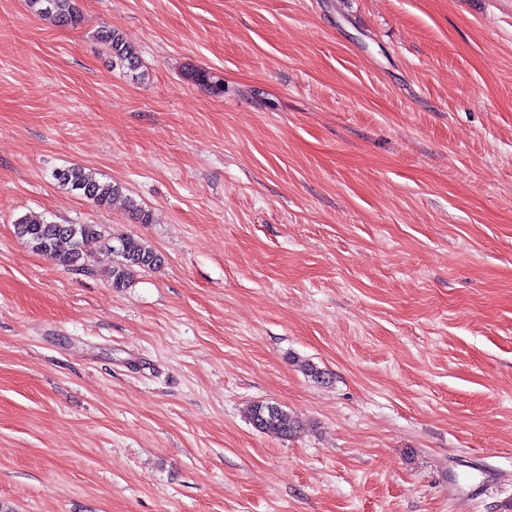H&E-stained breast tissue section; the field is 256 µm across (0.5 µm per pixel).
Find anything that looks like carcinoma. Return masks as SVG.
Listing matches in <instances>:
<instances>
[{"instance_id": "1", "label": "carcinoma", "mask_w": 512, "mask_h": 512, "mask_svg": "<svg viewBox=\"0 0 512 512\" xmlns=\"http://www.w3.org/2000/svg\"><path fill=\"white\" fill-rule=\"evenodd\" d=\"M27 3L33 15L50 19L59 26H73L79 21L75 0H27ZM97 40L110 53L112 67L138 74L142 67L139 53L119 31L105 28L98 33ZM54 177L60 185L100 207L107 208L123 197L138 223H151L149 212L133 199L124 197L121 184L102 180L88 168L74 165L57 170ZM14 233L32 251L47 257L60 269L79 271L89 268V260L84 253L85 243L105 237L106 230L99 224H53L42 215L30 213L16 220ZM112 252L121 257L109 273L112 287L116 289L125 287L134 272L156 269L162 264L161 255L133 235L117 238ZM250 420L258 431L281 437H288L297 429L293 416L273 404L254 405L250 410Z\"/></svg>"}]
</instances>
